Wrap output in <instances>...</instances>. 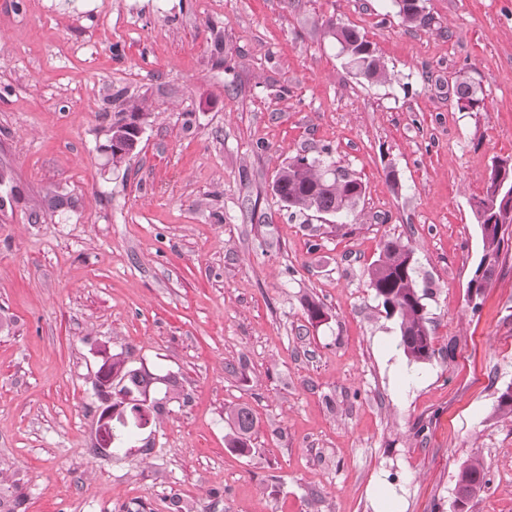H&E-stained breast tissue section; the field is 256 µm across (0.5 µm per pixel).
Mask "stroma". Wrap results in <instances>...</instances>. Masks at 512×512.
Listing matches in <instances>:
<instances>
[{"label": "stroma", "instance_id": "35a3bbf8", "mask_svg": "<svg viewBox=\"0 0 512 512\" xmlns=\"http://www.w3.org/2000/svg\"><path fill=\"white\" fill-rule=\"evenodd\" d=\"M423 5L409 26L392 0H0V512H512V248L480 311L467 295L471 203L512 156V0ZM333 23L389 81L355 75ZM462 71L484 111L459 109ZM119 90L145 116L116 168ZM303 155L362 181L353 217L275 196ZM396 238L424 362L369 286ZM115 354L158 376L160 409L112 449ZM474 458L488 483L461 508ZM330 34L339 45L347 64L358 75L371 82L387 79L388 73L384 62L357 29L336 24L330 27ZM226 416L231 430L228 440L230 448L241 454L249 452L250 438L256 422L252 411L246 407H234Z\"/></svg>", "mask_w": 512, "mask_h": 512}]
</instances>
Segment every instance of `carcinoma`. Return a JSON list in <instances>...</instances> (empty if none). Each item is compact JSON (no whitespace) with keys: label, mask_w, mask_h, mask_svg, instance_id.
Wrapping results in <instances>:
<instances>
[{"label":"carcinoma","mask_w":512,"mask_h":512,"mask_svg":"<svg viewBox=\"0 0 512 512\" xmlns=\"http://www.w3.org/2000/svg\"><path fill=\"white\" fill-rule=\"evenodd\" d=\"M398 15L406 24L424 20L422 0H394ZM330 34L340 47L347 64L371 82L387 79L384 62L372 45L360 32L350 26L330 27ZM457 100L464 101L461 109L480 112L485 109L482 91L470 77L463 73L455 82ZM141 116L135 107L127 114L117 113L112 121V136L122 141V147L112 150V166L124 164L136 149L138 136L130 133L129 127ZM318 160L305 156L296 157L291 163L280 168L273 181V189L288 207L298 211H313L320 214L348 216L364 193V186L358 179L347 174L338 175L336 170L325 167L317 169ZM503 197L498 195L497 179L489 178L482 202L483 209H475L480 228L483 251L468 284L473 294L470 301L472 310H478L479 300L501 272L500 258L505 248L506 232L499 230L493 222L495 209L500 207ZM412 250L399 239L383 243L378 260L368 271L369 286L389 317L396 318L400 331V346L404 354L414 362L431 359L435 355L432 332L424 314L423 294L415 277V266L407 264ZM96 389L100 401L112 400V407L123 408L125 420L119 422L120 430L113 431V444L120 445L133 428L148 424L150 412L157 405H148L151 386L155 377L141 368H133L126 360L114 355L102 361L98 368ZM229 434L228 444L241 454L250 451L249 443L255 427V417L246 407H234L226 413ZM486 484V474L481 460L475 458L464 464L457 475L456 487L466 492L460 505L466 502Z\"/></svg>","instance_id":"obj_1"}]
</instances>
